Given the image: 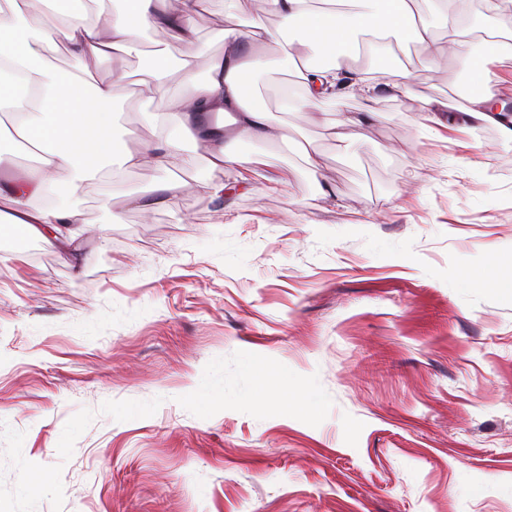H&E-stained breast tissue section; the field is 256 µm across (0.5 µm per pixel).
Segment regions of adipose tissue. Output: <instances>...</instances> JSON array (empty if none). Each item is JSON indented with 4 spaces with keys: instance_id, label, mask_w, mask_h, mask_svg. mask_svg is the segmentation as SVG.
I'll list each match as a JSON object with an SVG mask.
<instances>
[{
    "instance_id": "adipose-tissue-1",
    "label": "adipose tissue",
    "mask_w": 512,
    "mask_h": 512,
    "mask_svg": "<svg viewBox=\"0 0 512 512\" xmlns=\"http://www.w3.org/2000/svg\"><path fill=\"white\" fill-rule=\"evenodd\" d=\"M64 2L8 0L7 9H0V128L13 127L37 150L34 165L22 178L0 182V197L14 207L13 212H0V229L19 224L27 234L49 235L70 246L75 243L74 226L83 216L71 191L121 171L177 168L186 147H203L202 163L234 168L238 187L247 186L251 158L229 152L223 126L204 123L202 115L230 112L238 136L287 142V128L271 125L265 110L245 90L254 76L252 58L263 57L270 44L284 38L291 48L288 63L299 76L300 90L288 101L292 112L356 92L375 97L378 85L373 77L349 64L362 33H404L430 54L441 52L447 43L459 54L470 44L469 31L451 22L447 9L435 5L426 11L420 0H370L369 9L355 13L337 8L336 0H324L320 7L313 0H267L279 19L276 29L261 26L247 34L226 21L224 52L208 62L205 77H198L194 63L182 62L184 81L191 87L188 96H168L166 68L153 67L140 83V94L167 101L166 112L146 117L158 134L141 149L118 150L112 142L116 114L111 80L91 84L75 73L53 72L47 59L50 46L41 38L45 11L62 21L70 53L88 69L100 60L133 53L147 29L178 42L193 41L205 17L201 0H124L123 8L113 12L103 28L87 25ZM446 29L451 32L447 42L442 39ZM493 46V53L481 62L487 90L470 99L466 112L497 124L503 114L493 106V67L512 59V40L497 39ZM61 172L68 176L67 190L60 192L59 202L43 203Z\"/></svg>"
}]
</instances>
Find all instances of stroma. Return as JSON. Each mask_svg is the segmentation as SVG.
Here are the masks:
<instances>
[{
	"label": "stroma",
	"mask_w": 512,
	"mask_h": 512,
	"mask_svg": "<svg viewBox=\"0 0 512 512\" xmlns=\"http://www.w3.org/2000/svg\"><path fill=\"white\" fill-rule=\"evenodd\" d=\"M208 8L168 44L171 94L178 60L224 52ZM157 43L91 70L124 149L165 109L137 90ZM479 54L410 42L377 101L270 109L289 139L234 142L254 162L230 197L129 204L236 177L192 160L86 186L80 257L0 234V512H512V137L449 97Z\"/></svg>",
	"instance_id": "stroma-1"
}]
</instances>
